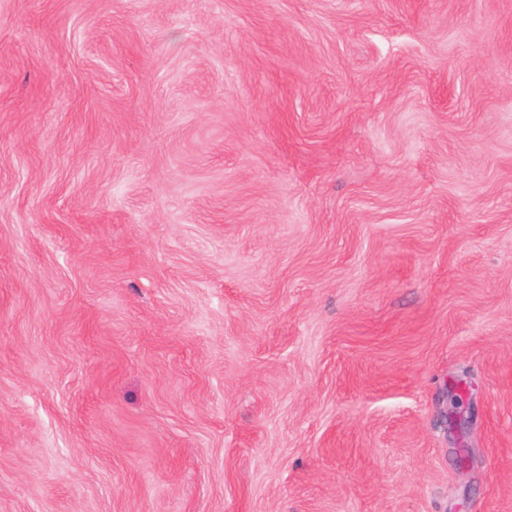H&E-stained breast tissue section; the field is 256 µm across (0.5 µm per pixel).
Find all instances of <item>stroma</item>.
<instances>
[{
  "label": "stroma",
  "mask_w": 512,
  "mask_h": 512,
  "mask_svg": "<svg viewBox=\"0 0 512 512\" xmlns=\"http://www.w3.org/2000/svg\"><path fill=\"white\" fill-rule=\"evenodd\" d=\"M0 512H512V0H0Z\"/></svg>",
  "instance_id": "1"
}]
</instances>
